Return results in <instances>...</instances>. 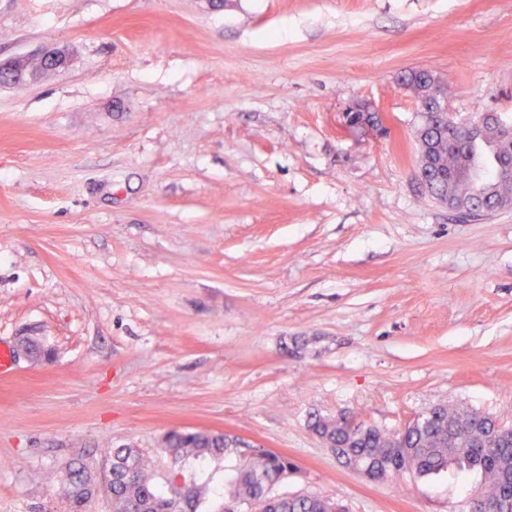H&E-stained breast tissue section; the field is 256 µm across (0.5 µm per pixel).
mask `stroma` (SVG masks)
Masks as SVG:
<instances>
[{"label": "stroma", "mask_w": 512, "mask_h": 512, "mask_svg": "<svg viewBox=\"0 0 512 512\" xmlns=\"http://www.w3.org/2000/svg\"><path fill=\"white\" fill-rule=\"evenodd\" d=\"M0 512H64L110 448L180 469L173 430L288 456L276 495L344 512H469L474 471L379 482L311 428L396 432L438 404L512 427V208L462 216L415 177L401 85L431 67L457 120L512 119V0H0ZM390 134L347 132L353 102ZM32 57L40 59L45 65L52 70L65 67L68 64L69 57L67 53L54 47L52 45L43 47L38 53L34 55L16 56L7 61H0V77L8 76V82L15 80H31L34 78L35 73L27 69V62ZM38 59H32L28 62V68L34 72L47 71ZM68 487L64 493L67 503V512H84L85 503L93 496L97 488L95 479L89 467L81 462L74 461L67 468Z\"/></svg>", "instance_id": "35a3bbf8"}]
</instances>
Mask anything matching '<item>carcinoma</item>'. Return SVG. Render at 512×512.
<instances>
[{
    "mask_svg": "<svg viewBox=\"0 0 512 512\" xmlns=\"http://www.w3.org/2000/svg\"><path fill=\"white\" fill-rule=\"evenodd\" d=\"M403 85L419 104V162L433 197L448 195L469 200L472 193L471 168L485 155L492 158L483 166L491 172L485 179L490 198L512 197V179L494 173L512 166V146L497 144L494 137L478 139L453 132L457 123L441 105L436 88L439 76L428 69L410 72ZM313 431L339 452L346 462L370 465L376 481H386V470L393 467L410 471L420 478L438 475L451 465L476 469L484 480V496L500 497L503 478L512 475V435L499 440L496 447H483V439L493 431V419L476 410H458L439 405L423 415L421 421L409 423L389 433L378 428L349 432L334 420L318 419ZM163 451L179 462L189 458L220 459L237 452L238 442L222 432L174 431L162 442ZM239 453V452H237ZM108 481L113 512H197L206 486L194 479L184 480L180 498L170 488L154 482L148 458L138 448H114L109 453ZM295 464L288 456L260 449L239 453L229 483L224 505L248 503L256 512H328L331 500L319 496H273L272 487ZM68 487L64 493L67 512H84L93 496L95 479L89 467L74 461L67 468Z\"/></svg>",
    "mask_w": 512,
    "mask_h": 512,
    "instance_id": "carcinoma-1",
    "label": "carcinoma"
}]
</instances>
